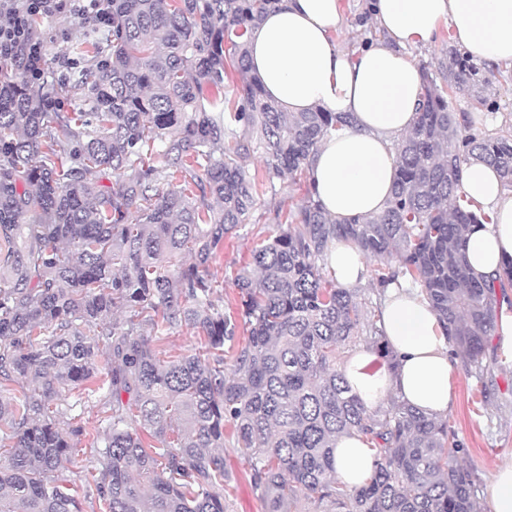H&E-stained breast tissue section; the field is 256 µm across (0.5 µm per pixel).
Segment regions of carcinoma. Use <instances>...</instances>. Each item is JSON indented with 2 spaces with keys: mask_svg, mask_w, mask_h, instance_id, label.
Returning a JSON list of instances; mask_svg holds the SVG:
<instances>
[{
  "mask_svg": "<svg viewBox=\"0 0 512 512\" xmlns=\"http://www.w3.org/2000/svg\"><path fill=\"white\" fill-rule=\"evenodd\" d=\"M276 4L112 0V38L76 44L83 66L60 87L77 112L42 109L19 66L0 60V387L23 392L0 398V512H82L61 468L87 437L103 512H229L226 447L243 457L264 512H293L302 496L324 506L314 512H482L447 421L395 397L371 409L351 393L340 348L363 342L394 359L358 290L322 262L345 239L372 261L377 293L408 278L452 351L482 368L512 259L486 280L470 274L467 235L490 218L460 186L480 162L512 188V126L477 130L448 97L466 91L494 107V71L479 76L453 48L442 80L422 69L386 208L338 221L307 192L255 248L256 273L238 277L229 313L211 271L224 237L347 123L265 96L247 37ZM239 126L257 131L261 182ZM182 326L205 349L160 359L154 338ZM70 384L104 399L93 436L74 416L60 430ZM354 433L375 464L350 488L334 449Z\"/></svg>",
  "mask_w": 512,
  "mask_h": 512,
  "instance_id": "cac0c4a2",
  "label": "carcinoma"
}]
</instances>
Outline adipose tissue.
I'll use <instances>...</instances> for the list:
<instances>
[{
    "label": "adipose tissue",
    "mask_w": 512,
    "mask_h": 512,
    "mask_svg": "<svg viewBox=\"0 0 512 512\" xmlns=\"http://www.w3.org/2000/svg\"><path fill=\"white\" fill-rule=\"evenodd\" d=\"M374 24L386 34L357 57L339 52L332 34L344 21L341 0H280L249 36L250 64L268 97L290 112L313 106L348 116L309 163L311 188L324 210L338 219L380 213L396 175L392 144L413 125L422 93L410 47L429 44L441 24L480 62L512 60V0H373ZM461 190L484 206L490 224L473 228L466 241L472 275L493 274L512 258V189L482 163L465 167ZM328 260L339 284L363 276L358 249L335 242ZM379 325L394 366L364 349L344 366L346 381L366 406L395 396L426 415L451 403L453 367L435 311L406 278L384 291ZM341 482L361 486L373 470L374 452L358 436L336 442Z\"/></svg>",
    "instance_id": "adipose-tissue-1"
}]
</instances>
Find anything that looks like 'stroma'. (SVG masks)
Masks as SVG:
<instances>
[{
  "instance_id": "stroma-1",
  "label": "stroma",
  "mask_w": 512,
  "mask_h": 512,
  "mask_svg": "<svg viewBox=\"0 0 512 512\" xmlns=\"http://www.w3.org/2000/svg\"><path fill=\"white\" fill-rule=\"evenodd\" d=\"M342 4L344 23L333 39L340 52L353 57L365 42L377 40L381 32L367 12L369 0H342ZM34 30L43 41L48 62L43 91L54 97L59 85L71 76L69 70L61 67V60L69 57L72 45L89 37L91 30L69 16L39 18ZM496 76L499 83L495 108H475L469 95L460 92L450 98V109L466 113L477 129L512 124V64L498 63ZM275 185V191L261 196L242 227L225 237L224 250L213 264L212 270L223 284L225 310L236 307L234 280L238 274L252 269L254 247L284 224L286 214L304 198L309 180L287 175L276 180ZM446 418L467 450L463 463L472 474L476 494L485 498L496 468L512 460V360L505 358L497 345L489 346L483 373L457 363L453 403ZM224 466L231 476L230 512H264L258 492L244 476L240 456L225 450Z\"/></svg>"
}]
</instances>
